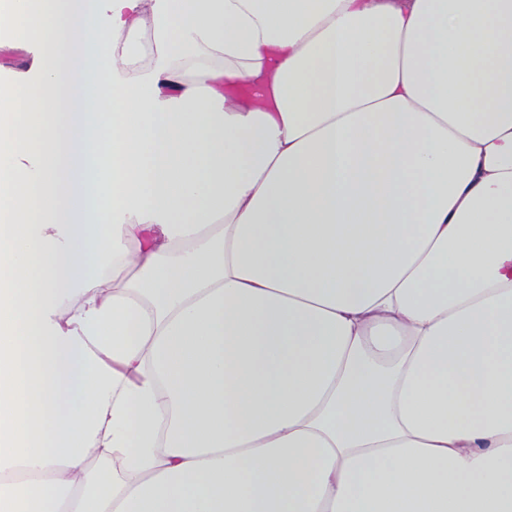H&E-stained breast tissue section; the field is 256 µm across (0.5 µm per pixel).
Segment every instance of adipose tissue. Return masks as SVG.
Wrapping results in <instances>:
<instances>
[{
	"label": "adipose tissue",
	"instance_id": "ef3b65f1",
	"mask_svg": "<svg viewBox=\"0 0 512 512\" xmlns=\"http://www.w3.org/2000/svg\"><path fill=\"white\" fill-rule=\"evenodd\" d=\"M0 35V512H512V0ZM32 46L23 47L7 42H0V76L4 77L12 72L27 70L33 60Z\"/></svg>",
	"mask_w": 512,
	"mask_h": 512
}]
</instances>
